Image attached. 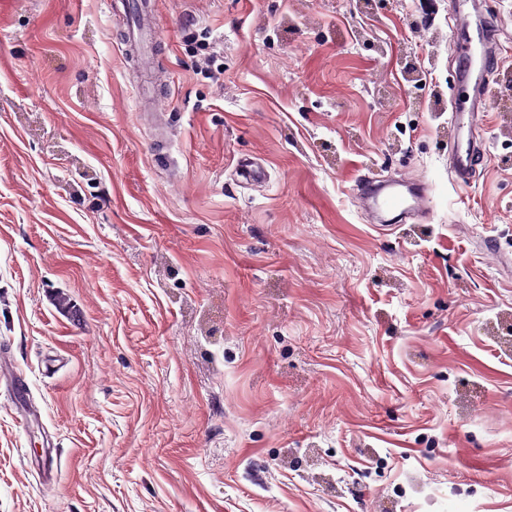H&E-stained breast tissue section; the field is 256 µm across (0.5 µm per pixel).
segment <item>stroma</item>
<instances>
[{
    "instance_id": "35a3bbf8",
    "label": "stroma",
    "mask_w": 512,
    "mask_h": 512,
    "mask_svg": "<svg viewBox=\"0 0 512 512\" xmlns=\"http://www.w3.org/2000/svg\"><path fill=\"white\" fill-rule=\"evenodd\" d=\"M485 3L458 187L448 0H154L145 64L128 0H0V512H512ZM408 173L378 231L356 181ZM448 150L454 155V178L458 186H464L469 180V173L483 159L475 147L467 140L458 138L456 143H450ZM399 186L407 188L408 195L401 190H393L381 199V206L389 209L409 211L420 207L422 202L427 198V184L419 178L409 176L404 179V182L399 184ZM411 188L414 189V191H411Z\"/></svg>"
}]
</instances>
